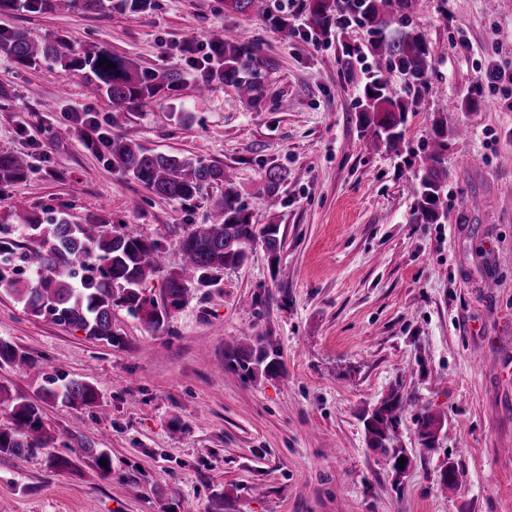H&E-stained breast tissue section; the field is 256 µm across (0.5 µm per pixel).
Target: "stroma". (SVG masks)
Wrapping results in <instances>:
<instances>
[{
	"mask_svg": "<svg viewBox=\"0 0 512 512\" xmlns=\"http://www.w3.org/2000/svg\"><path fill=\"white\" fill-rule=\"evenodd\" d=\"M294 34L281 40L263 15L224 0H155L146 13L0 14V29L65 36L90 50L176 66L174 95L127 112L120 134L155 151L224 166L256 224H277V260L255 249L215 288L194 292L167 327L148 329L118 309L109 347L28 313L0 291V337L45 372L83 377L92 408L43 405L52 443L0 457V512H512V0H415L413 21L432 51L428 95L409 113L401 155L366 143L355 120L373 56L352 73L336 64L350 31L314 42L303 0H264ZM251 42L264 96L242 103L233 88L206 96L183 52L203 58L214 28ZM505 70L499 90L487 66ZM458 109L467 140L449 139L448 213L414 224L409 186L442 104ZM112 104L85 93L81 75L0 56V152L27 156L28 177L0 191L29 210L94 214L159 240L166 270L191 224L210 220L214 187L186 202L153 195L86 147L81 123L106 124ZM288 178L278 205L267 169ZM493 200L494 211L475 207ZM261 337L281 369L249 377L225 341ZM401 402L393 445L409 465L396 474L368 448L363 416L389 396ZM442 421L423 449L417 420ZM80 437L107 449L110 476L90 459L55 472L47 458ZM454 488L439 483L446 462Z\"/></svg>",
	"mask_w": 512,
	"mask_h": 512,
	"instance_id": "stroma-1",
	"label": "stroma"
}]
</instances>
